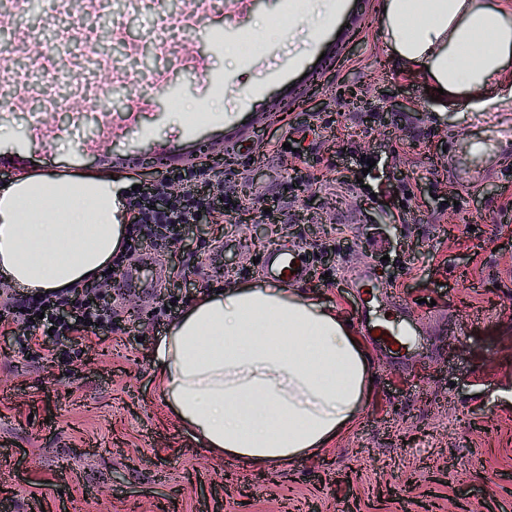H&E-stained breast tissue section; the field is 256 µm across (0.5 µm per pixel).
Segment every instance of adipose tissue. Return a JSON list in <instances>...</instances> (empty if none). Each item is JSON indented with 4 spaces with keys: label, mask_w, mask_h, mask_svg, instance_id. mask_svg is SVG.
<instances>
[{
    "label": "adipose tissue",
    "mask_w": 512,
    "mask_h": 512,
    "mask_svg": "<svg viewBox=\"0 0 512 512\" xmlns=\"http://www.w3.org/2000/svg\"><path fill=\"white\" fill-rule=\"evenodd\" d=\"M397 61L467 96L512 57V8L484 0H385ZM122 183L47 174L0 190V274L56 291L96 279L121 246ZM166 404L203 448L262 470L311 457L358 416L363 342L335 308L274 282L196 297L151 349Z\"/></svg>",
    "instance_id": "adipose-tissue-1"
}]
</instances>
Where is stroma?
I'll list each match as a JSON object with an SVG mask.
<instances>
[{
  "label": "stroma",
  "mask_w": 512,
  "mask_h": 512,
  "mask_svg": "<svg viewBox=\"0 0 512 512\" xmlns=\"http://www.w3.org/2000/svg\"><path fill=\"white\" fill-rule=\"evenodd\" d=\"M382 0H104L80 14L41 0L33 20L0 8V152L49 155L51 168L112 177L125 187L164 181L163 168L129 172L106 155L232 151L220 187L237 208L212 213L210 239L172 241L160 259L193 283L167 308L141 304L101 352L57 346L20 351L0 335V503L8 512H512V156L491 151L476 183L458 180L468 143L483 139L478 111H512V59L503 82L468 97L431 99L432 79L389 53ZM122 38L108 69L87 77L69 110L45 113L41 88L17 80L39 70L43 46L70 29ZM168 42L159 52L158 38ZM208 59V78L183 67ZM167 74L170 94L149 77ZM350 84L368 113L336 96ZM117 103L93 115L99 86ZM153 96L137 125L125 123ZM46 122L47 139L29 138ZM376 164L363 172L353 149ZM408 182L409 193L386 192ZM278 219L263 224L259 205ZM404 214V223L394 222ZM262 231H255V224ZM309 252L308 299L358 321L346 272L375 264L391 298L410 310L413 359L370 351L373 382L357 419L317 455L257 471L216 457L175 419L156 384L150 351L187 303L213 288L262 280L258 257L289 241Z\"/></svg>",
  "instance_id": "1"
}]
</instances>
